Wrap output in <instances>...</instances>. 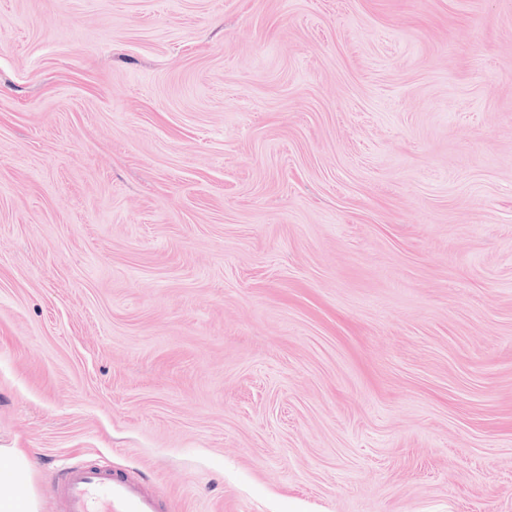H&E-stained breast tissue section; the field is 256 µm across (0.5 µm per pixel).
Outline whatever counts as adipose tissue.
Wrapping results in <instances>:
<instances>
[{"mask_svg": "<svg viewBox=\"0 0 512 512\" xmlns=\"http://www.w3.org/2000/svg\"><path fill=\"white\" fill-rule=\"evenodd\" d=\"M0 512H41L25 449L0 447Z\"/></svg>", "mask_w": 512, "mask_h": 512, "instance_id": "1", "label": "adipose tissue"}]
</instances>
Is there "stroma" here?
<instances>
[{"mask_svg":"<svg viewBox=\"0 0 512 512\" xmlns=\"http://www.w3.org/2000/svg\"><path fill=\"white\" fill-rule=\"evenodd\" d=\"M0 446L512 512V0H0Z\"/></svg>","mask_w":512,"mask_h":512,"instance_id":"1","label":"stroma"}]
</instances>
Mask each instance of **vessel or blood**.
<instances>
[{"label": "vessel or blood", "mask_w": 512, "mask_h": 512, "mask_svg": "<svg viewBox=\"0 0 512 512\" xmlns=\"http://www.w3.org/2000/svg\"><path fill=\"white\" fill-rule=\"evenodd\" d=\"M60 512H159V499L107 466L74 465L55 484Z\"/></svg>", "instance_id": "b4317fda"}]
</instances>
